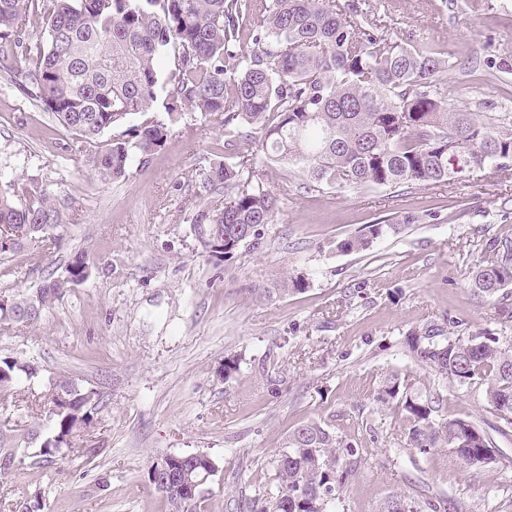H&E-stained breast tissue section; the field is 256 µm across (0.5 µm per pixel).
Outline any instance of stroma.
Returning a JSON list of instances; mask_svg holds the SVG:
<instances>
[{
	"label": "stroma",
	"mask_w": 512,
	"mask_h": 512,
	"mask_svg": "<svg viewBox=\"0 0 512 512\" xmlns=\"http://www.w3.org/2000/svg\"><path fill=\"white\" fill-rule=\"evenodd\" d=\"M366 23L401 44L432 47L451 103L512 113V0H355ZM224 128L194 112L168 146L105 180L80 137L0 71V188L51 195L58 222L0 250V299L35 297L85 252L89 275L32 324L0 330V359L29 364L0 390V423L22 465L0 479V512H168L147 471L168 454L201 451L217 467L206 512H250L272 462L300 425L316 422L363 448L331 512H383L390 498L449 502L450 512H512V429L495 431L484 388L450 385L409 354L404 338L434 322L456 335L493 333L512 347V297L478 294L469 271L490 242H512V161L409 189L306 187L295 166L249 137L278 221L231 259L210 253L191 217L207 199L200 168L223 160ZM414 221L360 253L336 244L397 215ZM302 277L305 288L281 291ZM238 368L225 374L224 362ZM409 394L440 391L441 417L488 431L498 460L467 467L448 448L407 446L390 375ZM66 378L94 391L88 425L52 461L33 453L50 435L49 388Z\"/></svg>",
	"instance_id": "1"
}]
</instances>
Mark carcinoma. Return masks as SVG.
<instances>
[{"mask_svg":"<svg viewBox=\"0 0 512 512\" xmlns=\"http://www.w3.org/2000/svg\"><path fill=\"white\" fill-rule=\"evenodd\" d=\"M43 23L44 32L31 33ZM255 48L227 78L226 62L243 30ZM174 60L164 105L168 120L144 122L127 139L102 135L132 116L154 111L159 61ZM0 66L22 76L19 89L41 101L60 124L86 144L84 160L102 177L126 176L134 159L166 148L170 121L186 108L224 126L262 133L278 163L306 170L311 184L359 189L366 185H442L464 173L512 160V116L471 112L448 103L438 83L443 61L432 49L404 47L364 23L358 7L338 0H268L253 10L244 0H0ZM236 161L202 172L205 188L224 199L205 205L194 224L224 225V258L238 249L231 231L273 224L276 196L264 188L251 152L234 147ZM410 216L366 225L336 244L341 252L367 250L396 235ZM57 223L50 197L32 189L18 202L0 189V224H30L43 233ZM88 271L76 253L66 275L40 288L46 306ZM471 285L492 297L512 286V249L489 247ZM410 354L449 384L485 386L487 408L512 413V349L494 336H446L431 324L406 336ZM52 392L82 398L62 379ZM443 399L404 396L408 446L427 454L441 446L473 467L489 436L474 422L437 419ZM55 442L70 434L68 410L55 415ZM272 461L273 478L258 489L251 512H329L348 479L347 459L363 449L338 440L318 423L299 426Z\"/></svg>","mask_w":512,"mask_h":512,"instance_id":"obj_1","label":"carcinoma"}]
</instances>
